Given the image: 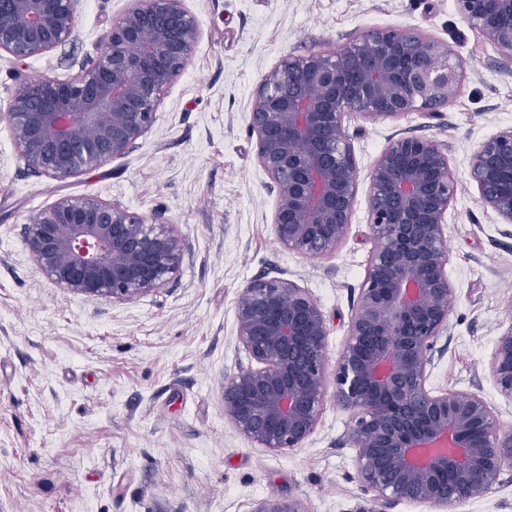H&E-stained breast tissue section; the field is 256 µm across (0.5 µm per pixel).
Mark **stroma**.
<instances>
[{
	"label": "stroma",
	"mask_w": 512,
	"mask_h": 512,
	"mask_svg": "<svg viewBox=\"0 0 512 512\" xmlns=\"http://www.w3.org/2000/svg\"><path fill=\"white\" fill-rule=\"evenodd\" d=\"M133 0H77L73 38L51 55L0 58V113L23 82L91 66ZM200 38L163 94L152 129L124 156L57 179L34 171L0 123V512H255L302 499L308 512H438L381 508L357 479L350 411L327 400L315 433L281 454L224 417V377L249 367L236 306L253 279L309 289L336 364L376 246L368 220L371 167L392 137H434L458 192L445 218L453 303L428 385L478 392L503 425L512 400L488 372L512 325V224L479 199L469 163L512 127V59L462 19L455 0H184ZM410 27L448 44L464 78L435 112L345 119L357 160L350 234L306 258L273 233L276 194L257 159L253 96L291 55L334 51L361 32ZM117 203L174 225L182 261L164 288L133 300L76 293L39 273L25 228L66 197ZM456 512H512V467Z\"/></svg>",
	"instance_id": "stroma-1"
}]
</instances>
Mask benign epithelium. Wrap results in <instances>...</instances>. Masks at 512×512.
<instances>
[{
	"instance_id": "1",
	"label": "benign epithelium",
	"mask_w": 512,
	"mask_h": 512,
	"mask_svg": "<svg viewBox=\"0 0 512 512\" xmlns=\"http://www.w3.org/2000/svg\"><path fill=\"white\" fill-rule=\"evenodd\" d=\"M76 0H0V54L48 56L75 31ZM464 21L512 55V0H456ZM200 37L183 0H134L112 21L94 65L68 78L22 84L0 114L28 164L54 178L124 155L148 133L161 96ZM448 45L401 27L367 31L333 52L289 56L254 94L257 157L277 192L273 231L286 250L331 255L349 235L357 164L344 117H398L457 94L463 67ZM512 128L470 160L483 204L512 224ZM457 193L448 153L424 136L391 139L370 175V257L336 368L328 328L310 291L293 280L255 279L237 305V337L255 365L224 379V417L276 452L303 447L333 398L352 413L358 480L375 500L453 512L488 492L512 465V429L471 390L436 392L429 367L449 329L445 216ZM26 246L41 274L82 294L132 300L164 287L181 263L172 224H149L114 203L70 197L40 210ZM512 399V324L489 364ZM254 512H308L299 499Z\"/></svg>"
}]
</instances>
